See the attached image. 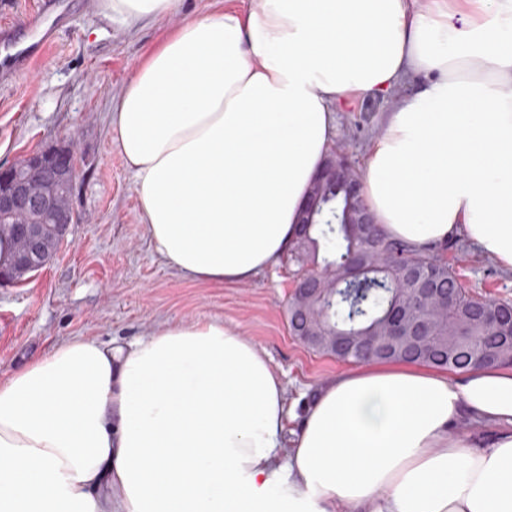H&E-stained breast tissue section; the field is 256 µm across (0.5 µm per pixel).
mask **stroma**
Wrapping results in <instances>:
<instances>
[{
	"label": "stroma",
	"instance_id": "obj_1",
	"mask_svg": "<svg viewBox=\"0 0 512 512\" xmlns=\"http://www.w3.org/2000/svg\"><path fill=\"white\" fill-rule=\"evenodd\" d=\"M70 16L32 73L0 88V168L33 151L72 145L74 222L63 247L36 276L0 282V377L75 338L126 345L155 324L214 319L248 337L280 374L288 403L304 413L314 392L346 370L308 349L289 330L287 258L250 282L194 283L155 251L131 173L110 127V112L135 69L183 21L256 0H179L168 18L129 28L105 19L97 0H69ZM389 99H356L335 113L336 136L362 162L383 129ZM473 294L512 301V271L464 237L435 248Z\"/></svg>",
	"mask_w": 512,
	"mask_h": 512
}]
</instances>
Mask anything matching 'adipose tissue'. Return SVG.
Here are the masks:
<instances>
[{
    "label": "adipose tissue",
    "instance_id": "ef3b65f1",
    "mask_svg": "<svg viewBox=\"0 0 512 512\" xmlns=\"http://www.w3.org/2000/svg\"><path fill=\"white\" fill-rule=\"evenodd\" d=\"M177 4L98 9L129 26ZM410 75L365 158L378 227L419 250L460 234L512 270V0H259L182 22L111 115L155 250L204 283L271 268L334 112ZM465 416L493 433L454 432ZM0 512H512V367L370 361L299 417L221 322L77 338L0 380Z\"/></svg>",
    "mask_w": 512,
    "mask_h": 512
}]
</instances>
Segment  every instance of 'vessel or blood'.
Listing matches in <instances>:
<instances>
[{
    "label": "vessel or blood",
    "mask_w": 512,
    "mask_h": 512,
    "mask_svg": "<svg viewBox=\"0 0 512 512\" xmlns=\"http://www.w3.org/2000/svg\"><path fill=\"white\" fill-rule=\"evenodd\" d=\"M64 21V0H42L38 10L28 19L31 40L0 39V75L8 79L13 73L32 71Z\"/></svg>",
    "instance_id": "b4317fda"
}]
</instances>
